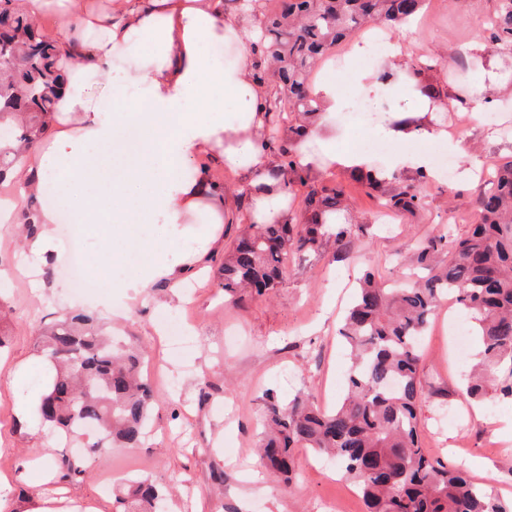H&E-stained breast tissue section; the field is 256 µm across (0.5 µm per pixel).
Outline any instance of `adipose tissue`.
I'll return each mask as SVG.
<instances>
[{
  "instance_id": "ef3b65f1",
  "label": "adipose tissue",
  "mask_w": 512,
  "mask_h": 512,
  "mask_svg": "<svg viewBox=\"0 0 512 512\" xmlns=\"http://www.w3.org/2000/svg\"><path fill=\"white\" fill-rule=\"evenodd\" d=\"M33 24L54 19L50 38L77 43L75 62L56 104L43 147H30L13 172L25 196L40 198L47 183L76 223L92 225L102 256L112 252L117 225L189 223L209 209L224 221V194L207 177L211 165L232 168L247 186L267 182L271 165L261 137L270 91L253 69L254 46L236 19L225 16L224 0H22ZM232 41L231 65L209 60L207 47ZM130 89L145 104L124 107ZM111 95L112 111L100 109ZM322 154H301L307 168L329 162L366 164L364 155L336 146L329 122L309 127ZM197 165L193 179L185 169ZM199 244L173 238L162 258L140 267L126 287L145 294L154 283L180 287Z\"/></svg>"
}]
</instances>
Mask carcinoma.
<instances>
[{"label":"carcinoma","mask_w":512,"mask_h":512,"mask_svg":"<svg viewBox=\"0 0 512 512\" xmlns=\"http://www.w3.org/2000/svg\"><path fill=\"white\" fill-rule=\"evenodd\" d=\"M240 10L261 11L255 46L271 60L275 92L268 112L288 123L280 144L281 164L271 177L288 192L306 185L297 147L318 112L309 93L316 64L360 29L397 24L419 16L423 0H238ZM483 19L480 38L488 52L512 50V0H498ZM77 61L76 46H62L29 21L17 0L0 3V182L46 132L66 82L60 61ZM440 65L430 55L411 65L404 79L436 101L439 90L425 72ZM355 180L374 191L384 180L376 170L354 168ZM342 192L309 187L304 224H251L224 258V291L250 288L258 295L286 276L288 252L315 253L334 240L340 252L351 244L339 222ZM383 206L413 214L423 207L416 187L402 183ZM476 221L466 237L446 232L426 240L416 256L430 275L389 286L364 274L338 330L350 351L344 398L323 409L310 394L284 402L265 395L260 461L270 473L290 479L295 450L309 448L336 461L358 487L366 512H512V498L478 486L463 470L430 457L419 440L418 341L430 316L452 295L469 316L481 343V358L468 378L467 395L484 402L512 398V158L494 166L473 202ZM448 247V266H433ZM38 347L54 374L37 412L57 438L84 437L83 451L53 461L62 481L83 479L88 460L112 447L136 448L146 435L154 393L141 373L145 351L114 345L94 318L70 312L37 330ZM168 489L147 478L120 486L117 512H165Z\"/></svg>","instance_id":"cac0c4a2"}]
</instances>
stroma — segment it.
I'll return each mask as SVG.
<instances>
[{"instance_id":"35a3bbf8","label":"stroma","mask_w":512,"mask_h":512,"mask_svg":"<svg viewBox=\"0 0 512 512\" xmlns=\"http://www.w3.org/2000/svg\"><path fill=\"white\" fill-rule=\"evenodd\" d=\"M426 5L433 16L419 25L416 44L397 58L382 59V66L401 72L428 54L468 55L480 20L496 11L498 0H481L474 13L460 12L453 0H426ZM490 73L495 76L491 92L498 100L497 125L466 122L464 112L451 113L441 106L434 112L436 122L458 137L475 166L456 159L451 179L421 185L422 209L413 215H391L386 224L380 219L378 195L355 184L346 169L332 165L317 170L319 180L344 191L341 217L351 228L352 248L343 258L331 241L316 253L289 254L287 276L265 295L248 289L224 292V255L247 230L245 215L251 203L240 197L236 171L210 167L209 178L223 186L237 218L214 228L207 214H198L194 223L183 226V233L195 237L214 228L219 241L205 260L191 264L184 287L156 285L145 300L130 303L126 316L108 320L114 335L147 352L144 374L157 394L153 434L138 448H114L97 456L84 479L59 485L50 494L45 476L32 463V448H43L54 460L73 449L60 444L36 416L18 420L15 394L38 389L43 374L36 331L68 312L73 294L63 262H55L49 278L43 266L29 265L21 248V211L9 207L8 219L0 220V274L19 268L25 274L9 282L0 297V329L9 336L8 348L0 353V370L24 374L20 390L0 384V453L9 458L6 473L13 478L8 496L18 501L49 498L61 512H69L74 504L113 512L101 481L108 474L132 470L169 488V512H321L327 499L339 501L345 512H364L353 484L337 474L333 463L306 449L296 452V479L256 478L263 397L270 393L288 400L305 391L315 395L321 407L334 406L339 396L332 381L337 370L349 367L337 330L357 277L369 270L378 279L398 284L409 279L426 239L446 226L458 237L468 233L474 215L471 200L484 174L512 156V54L492 53L482 67L463 71L454 66L431 75L442 96L452 99ZM419 106L411 86L401 80L389 83L372 101L367 118L353 117L355 103L345 99L336 114V145L352 150L359 140H368V156L376 164L393 156L423 154L430 144L422 137L389 141L378 132L389 112H411ZM458 311L455 299L441 303L420 350L422 446L445 462L466 465L478 459L491 465L499 476L494 489L511 498L507 466L512 450L501 446L494 427L475 419L463 398L466 361L478 358L480 343L471 341L466 355H459L453 336ZM174 315L184 318L192 342L177 353L160 325L161 318ZM218 472L223 480H215Z\"/></svg>"}]
</instances>
